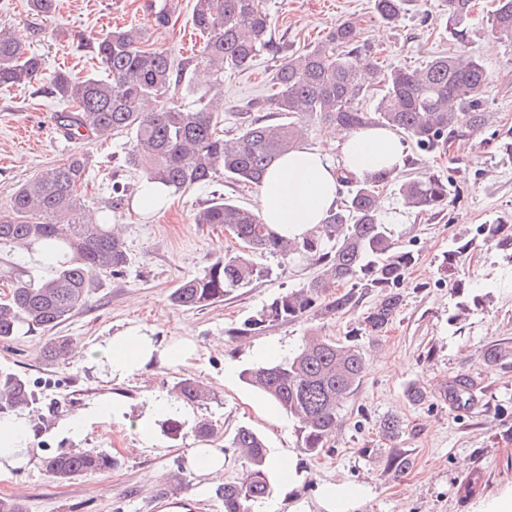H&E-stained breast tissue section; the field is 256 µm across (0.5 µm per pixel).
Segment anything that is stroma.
I'll return each mask as SVG.
<instances>
[{"instance_id": "stroma-1", "label": "stroma", "mask_w": 512, "mask_h": 512, "mask_svg": "<svg viewBox=\"0 0 512 512\" xmlns=\"http://www.w3.org/2000/svg\"><path fill=\"white\" fill-rule=\"evenodd\" d=\"M143 2L57 0L55 12L43 16L29 9L28 0H0V26L11 28L43 62L41 76L0 89V201L11 200L17 187L40 171L83 155L91 174L82 189L86 208L111 209L129 254L121 275L102 276L87 306L54 328L52 334L73 344L67 361H44L48 335L43 333L0 342V370L22 374L34 393L25 414L36 448L32 466L0 481V497L23 491L27 512H151L154 499L175 492L188 512H224L215 481L186 476L185 455L199 444L193 433L174 440L161 435L149 447L139 440L134 414L150 398L168 394L181 378L203 382L216 394L193 405L196 417L212 420L228 437L238 427L252 428L263 435L268 454L285 451L294 456L295 482L277 472L271 475L267 501L275 512H293L299 502L308 512H324L319 498L327 484L365 489L358 512H477L480 504L512 493V357L495 363L484 358L494 344L512 346V267L501 262L494 247L483 245L455 275L440 268L453 240L471 237L478 224L493 218L512 219V165L500 163L496 152L500 130L512 128V43L490 31L492 0H477L468 21V49L490 76L489 124L476 135L461 137L440 156L406 142L405 152L415 163L399 169L403 175L430 172L452 179L447 208L417 215L391 191L382 193L383 218L399 245L413 251L416 263L401 286L404 304L396 319L374 336L357 333L356 310L244 332L247 320L273 298L318 272L313 263L269 253L252 257L268 272L258 283L202 310L171 305L169 295L183 279L239 247L222 225L196 223L198 211L218 195L259 209L257 188L220 175L212 183L172 194L164 211L138 215L131 207V192L120 199L112 192L113 183L132 191L141 180L140 173L122 165L128 137L90 144L60 137L54 116L65 104L49 90L53 71L80 78L95 72L92 47L115 27L144 26L153 47L176 57L199 52L203 40L191 22L193 0H168L172 21L165 27L150 25ZM266 7L274 40L292 52L302 51L346 18L358 20L364 42L381 50L388 67L420 68L458 48L446 24L445 0H421L394 24L378 16L374 0H266ZM275 64V58L263 54L248 70L225 74L224 130L235 131L242 121L254 118L250 105L271 94ZM456 278L474 288L491 286L494 295L490 306L475 311L460 329L448 323L455 304L449 288ZM137 326L167 340L188 338L197 353L186 364L157 365L112 382L91 366L90 357L107 336ZM312 333L357 344L366 358L365 376L341 410L333 449L316 458L301 452L293 422L239 377L240 370L258 364L259 349H278L285 358ZM229 364L236 374L228 378L224 369ZM460 375L481 382L477 397L461 408L441 390L448 379ZM413 386L423 391L424 400H410L407 391ZM112 393L126 400L132 418L91 423L78 437L61 430L69 415ZM386 415L403 424L402 433L391 441L377 434L378 421ZM74 448L106 451L118 464L106 473L53 480L44 458ZM395 452L406 453L411 465L394 479L382 469ZM475 472L481 474L482 485L475 494H464L463 484Z\"/></svg>"}]
</instances>
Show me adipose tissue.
<instances>
[{"label":"adipose tissue","instance_id":"1","mask_svg":"<svg viewBox=\"0 0 512 512\" xmlns=\"http://www.w3.org/2000/svg\"><path fill=\"white\" fill-rule=\"evenodd\" d=\"M404 144L401 136L384 127L357 132L339 129L321 146H300L279 158L260 186V212L265 224L277 235L299 238L322 224L341 203V171L362 175L401 166ZM196 354L193 343L164 341L143 328H131L108 337L92 356L97 370L120 382L160 363L179 366ZM128 404L117 397H104L94 405L67 417L69 434L81 435L93 422H121L129 415ZM175 416L190 421L183 403L167 396L151 399L136 421L141 444L153 445L159 421ZM34 436L26 415L0 418V479H10L32 461Z\"/></svg>","mask_w":512,"mask_h":512}]
</instances>
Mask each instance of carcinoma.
Segmentation results:
<instances>
[{
  "instance_id": "carcinoma-1",
  "label": "carcinoma",
  "mask_w": 512,
  "mask_h": 512,
  "mask_svg": "<svg viewBox=\"0 0 512 512\" xmlns=\"http://www.w3.org/2000/svg\"><path fill=\"white\" fill-rule=\"evenodd\" d=\"M413 2L375 0V10L384 21L396 23ZM446 2L448 28L463 43L473 0ZM146 11L153 26L171 21L165 0H148ZM191 21L203 38L198 57L177 60L168 51L151 47L145 29L134 24L116 28L94 46L106 78L80 79L57 71L49 80L55 97L74 104L72 110L59 113L60 124L80 139L132 136L124 165L175 193L210 183L219 174L243 186H260L269 166L301 144L310 122L355 131L384 126L407 136L428 154L444 153L463 133L478 132L488 124L490 77L482 62L464 48L438 55L421 68L384 71L362 42L353 18L336 24L304 52L291 55L273 41V19L263 0H194ZM490 21L492 32L512 43V0H497ZM263 53L277 59L270 78L276 92L255 108L273 117L250 120L238 127L235 136L227 137L220 128L224 70H246ZM202 65L215 76L214 86L207 90L186 81L187 74ZM41 72L40 57L0 29V87H11ZM378 73L383 93L368 111L361 103L373 90L370 81ZM180 91L194 97L191 106L175 101ZM496 149L502 163H512V128L499 133ZM85 177L84 160L75 157L41 172L14 192L12 216L0 220V245L39 246L57 260L51 273L37 280L16 277L0 266V275L11 278L9 294L0 298L1 342L52 330L87 304L102 274L120 275L128 264L127 249L112 224V210L101 211L95 222L82 214ZM340 182L347 189L340 208L324 224L293 240L277 236L260 214L221 195L211 199L196 215V223L224 225L240 242V249L218 256L202 274L183 280L171 292L172 305L196 309L223 301L234 290L267 276L253 263L252 255L270 253L313 261L320 272L275 297L247 321L251 329L354 311L372 293L376 300L362 313L360 326L371 335L382 332L403 305L399 285L416 257L395 243L381 215V192L390 188L404 208L427 214L448 206L452 182L428 173L402 179L394 169L362 178L343 170ZM479 241L497 243L512 265V225L497 218L477 225L473 237L448 249L443 267L455 270ZM451 292L460 297L453 321L464 320L472 309L493 302V292L469 288L461 281L454 283ZM70 351L69 339L52 337L43 357L57 362ZM365 370L358 347L327 336H306L293 355L247 368L241 378L295 423L302 452L317 456L325 452L340 422L341 408L360 385ZM170 395L186 404L212 399L209 389L190 378L175 382ZM444 396L465 405L471 399L470 379L448 382ZM33 401L27 379L0 372V417ZM377 430L380 437L391 440L403 425L387 416ZM191 431L212 442L222 437L206 419L197 421ZM228 447L241 460V474L215 494L224 500V512H251L253 503L270 490L264 439L241 426ZM116 465L112 455L95 448L44 460L46 472L59 482ZM408 467L407 456L399 452L387 458L384 473L398 477Z\"/></svg>"
}]
</instances>
